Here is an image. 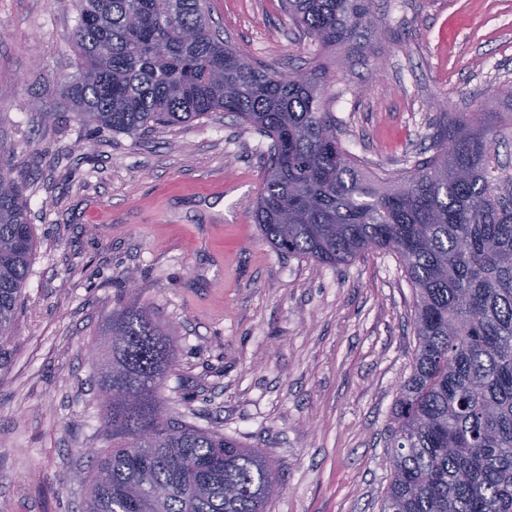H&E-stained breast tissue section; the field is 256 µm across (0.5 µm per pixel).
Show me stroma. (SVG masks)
I'll return each instance as SVG.
<instances>
[{
    "instance_id": "1",
    "label": "stroma",
    "mask_w": 512,
    "mask_h": 512,
    "mask_svg": "<svg viewBox=\"0 0 512 512\" xmlns=\"http://www.w3.org/2000/svg\"><path fill=\"white\" fill-rule=\"evenodd\" d=\"M213 27L278 72L320 55L281 0H208ZM386 35L331 66L343 148L376 173L433 155L442 111L512 86V0H375ZM76 0H0V167L26 181L35 259L0 339V512H84L95 382L117 302L177 350L162 411L270 458L269 512H379L389 427L416 349L397 257L275 251L252 203L269 141L216 112L133 139L70 120Z\"/></svg>"
}]
</instances>
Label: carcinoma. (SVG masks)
I'll use <instances>...</instances> for the list:
<instances>
[{
    "mask_svg": "<svg viewBox=\"0 0 512 512\" xmlns=\"http://www.w3.org/2000/svg\"><path fill=\"white\" fill-rule=\"evenodd\" d=\"M372 0H285L323 51L359 52ZM73 120L136 136L234 115L271 140L252 216L276 251L340 265L393 252L415 288L417 345L395 403L381 512H512V176L494 142L512 113L445 112L435 154L382 174L341 146L329 70L257 66L210 24L207 0H80L68 39ZM24 183L0 169V335L11 332L35 251ZM102 436L85 512H266L277 467L156 404L175 345L147 306L105 331ZM496 176L512 175V137L501 139L494 146L491 161Z\"/></svg>",
    "mask_w": 512,
    "mask_h": 512,
    "instance_id": "1",
    "label": "carcinoma"
}]
</instances>
